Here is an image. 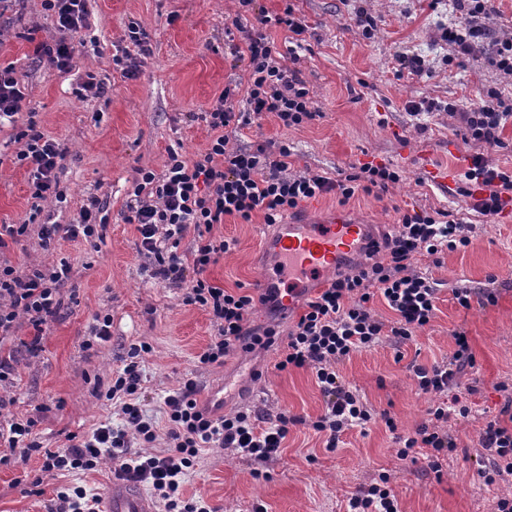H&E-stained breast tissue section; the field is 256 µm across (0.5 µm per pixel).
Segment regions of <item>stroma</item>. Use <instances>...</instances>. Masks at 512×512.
Returning <instances> with one entry per match:
<instances>
[{
	"label": "stroma",
	"mask_w": 512,
	"mask_h": 512,
	"mask_svg": "<svg viewBox=\"0 0 512 512\" xmlns=\"http://www.w3.org/2000/svg\"><path fill=\"white\" fill-rule=\"evenodd\" d=\"M288 3L304 34L298 37L277 25L265 33L282 64L299 70L317 114L292 128L263 115L230 133V147L288 144L294 173L312 170L336 179L351 166L373 163L392 165L403 175L383 197L359 192L342 205L325 195L303 202L289 219L342 206L368 224L396 225L403 214L439 210L476 225L466 250L419 264L439 288L430 325L410 342L387 339L338 364L339 374L357 388L377 419L367 430L346 431L333 451L305 426L325 408L310 370L277 371L273 349L234 355L221 367L199 364V354L215 334L209 313L184 304V288L149 278L146 261L137 253L136 227L122 220L137 169L162 170L172 149L188 158L205 152L211 130L202 113L224 90H231L237 105L246 94V63L238 53L246 34L258 27V11L272 16ZM493 5V32L459 64L448 62L449 49L440 35L448 23L461 24L465 18L446 0H256L250 8L239 0H91V40L77 45L74 68L62 73L40 63L36 54L54 33L41 0H12L0 15V67L13 66L25 94L24 111L34 112L40 128L69 149L60 175L66 199L45 204L37 221L75 222L81 206L95 196L108 224L96 247L76 240L45 250L31 236L0 249L15 263L52 267L65 261L73 268L63 290L64 309L44 331L40 358L20 351L35 334L29 325L0 343V356L11 358L14 366L12 384L4 390L14 403L0 417H36L37 438L53 451L65 445L68 435H91L108 421L119 424L118 408L98 398L97 388L123 367L131 345L145 341L152 351L145 357L143 408L158 428L166 426L164 397L186 376L197 377L206 389L223 384L225 410L250 407L273 414L285 409L305 419L291 428L281 458L269 465L265 478H255L253 464L234 451H202L184 494L203 497L217 512H252L257 505L266 512H346L352 494L382 472L390 478L400 512H494L497 498L512 494V476L486 483L479 439L504 404L500 385L512 387V205L492 222L468 209L458 189L471 150L458 117L446 110L451 102L477 105L490 89L512 105V76L492 64L497 40L512 37V0ZM361 10L376 23L368 37L355 25ZM132 23L145 32L150 52L141 57L137 77L124 80L114 77L112 56L124 48ZM298 41L303 49L294 60L288 49ZM400 53L423 56L424 72L400 68ZM89 72L107 81L104 97L82 91ZM423 101L436 103L437 111L411 116L410 106ZM12 134L11 125L0 126V225L31 216L28 173L11 162L17 149ZM422 159L448 169L447 187L426 178L418 167ZM268 230L259 216L247 224L229 218L215 225L213 237L231 240L233 247L210 267L211 282L251 291L272 262L262 248ZM461 285L493 287L496 301L485 305L475 298L470 309H463L453 296ZM98 314L112 318L111 335L104 341L91 337ZM457 332L467 336L476 359L475 369L462 379L471 392V411L449 420L455 446L436 475L426 471L424 461L397 459L395 434L413 430L426 418L428 401L416 393L414 366L448 360ZM257 369L263 376L256 381L252 373ZM388 416L397 431L386 427ZM42 462L36 453L0 465V512H50L58 490L79 486L98 496L112 481L109 460L94 471L54 476L42 474Z\"/></svg>",
	"instance_id": "obj_1"
}]
</instances>
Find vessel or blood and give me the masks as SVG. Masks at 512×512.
I'll list each match as a JSON object with an SVG mask.
<instances>
[{"instance_id": "vessel-or-blood-1", "label": "vessel or blood", "mask_w": 512, "mask_h": 512, "mask_svg": "<svg viewBox=\"0 0 512 512\" xmlns=\"http://www.w3.org/2000/svg\"><path fill=\"white\" fill-rule=\"evenodd\" d=\"M274 259L257 280L261 295H275L284 306H294L308 284L324 281L343 262L379 249L371 225L356 223L344 211L301 224L279 225L263 240ZM102 512H155L150 497L133 483L113 477L104 492Z\"/></svg>"}]
</instances>
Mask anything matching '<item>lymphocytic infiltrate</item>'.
<instances>
[{
	"label": "lymphocytic infiltrate",
	"instance_id": "obj_1",
	"mask_svg": "<svg viewBox=\"0 0 512 512\" xmlns=\"http://www.w3.org/2000/svg\"><path fill=\"white\" fill-rule=\"evenodd\" d=\"M452 2L464 13L466 22L450 25L442 38L458 53L467 54L473 39L487 34L486 23L495 9L492 0ZM43 8L53 19L55 35L41 45L38 54L48 66L70 71L75 45L90 26L88 0H43ZM257 20L260 28L247 35L242 53L248 71L246 109H236L229 94H222L202 115L212 131L204 153L190 159L173 151L162 171L138 169L123 220L135 225L139 233L137 249L148 261L150 278L186 284L185 304L211 315L215 334L198 357L201 366L224 365L240 352L277 349V370L312 371L326 399L323 413L308 422L284 411L262 420L244 410L217 416L199 404L198 382L191 376L164 399L168 447L153 453L157 424L144 415L140 404L143 359L151 346L142 342L131 346L124 367L113 375L104 393L105 400L118 404L120 424H102L81 439L68 436L64 449L51 451L42 448L36 438V419L0 421V442L24 460L41 454L42 472L91 471L110 459L119 462L120 473L150 487L164 512H215L203 498H188L183 493L185 478L202 450H233L254 463L253 474L259 478L281 456L293 426L307 424L323 438L329 451L336 449L346 431L367 429L375 414L356 388L343 382L337 364L387 337L398 343L409 341L429 325L436 311L437 288L417 264L425 258L435 260L448 252L466 250L475 231L474 225L457 219L444 221L436 213L404 214L382 254L337 272L326 288L306 302L288 334H281L274 324L250 327L253 296L216 286L207 276L209 268L231 248L229 240L213 237L214 225L228 218L248 223L257 214L265 223L276 224L304 201L330 194L343 204L359 192H387L402 179L399 169L370 163L352 167L338 179L317 172L292 175L287 145L260 144L250 151L229 148L230 131L249 126L262 115H274L286 127L301 125L315 115L313 98L299 71L281 64L263 31L265 25L274 23L303 34L293 7H285L274 17L259 13ZM23 100L14 69L0 67V124L17 128L14 140L18 150L13 161L26 167L34 202L62 200L58 172L68 149L45 134L36 121L18 124ZM448 109L459 112L464 140L474 150L462 175V194L471 199L472 211L486 218L496 216L512 204V170L490 165L482 150L502 147L500 132L512 118V106L489 90L478 106L460 109L452 103ZM107 222L101 201L93 197L82 206L77 223L41 225L38 237L45 248L78 239L94 245L102 240ZM189 235L195 245L191 251H181V242ZM71 272V265L65 262L52 268L38 264L20 268L0 257V340L13 335L20 321H27L36 334L26 350L31 357L40 356L42 333L58 314L59 289ZM377 298L393 312V322L376 317L372 303ZM453 339L455 349L449 361L414 367L419 394L433 397L434 402L424 422L396 438L399 459L423 455L427 469L435 473L442 468L441 456L452 446L445 423L470 412L458 381L476 361L464 333H454ZM480 445L488 460L483 474L487 483L512 475V428L503 426L500 419H490ZM348 512H399L388 475L380 474L378 482L353 494Z\"/></svg>",
	"mask_w": 512,
	"mask_h": 512
}]
</instances>
